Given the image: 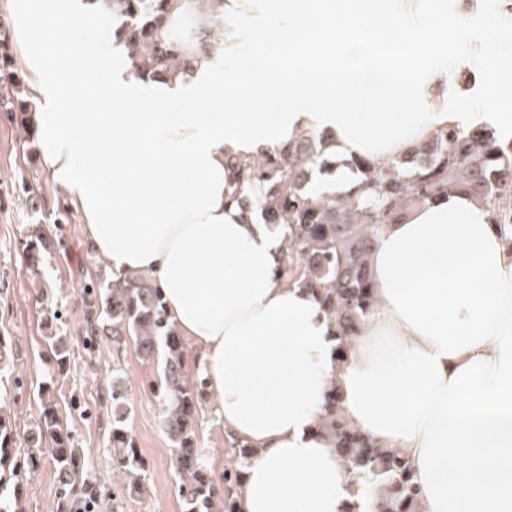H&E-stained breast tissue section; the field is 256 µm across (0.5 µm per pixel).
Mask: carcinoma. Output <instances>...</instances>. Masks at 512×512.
<instances>
[{"label":"carcinoma","mask_w":512,"mask_h":512,"mask_svg":"<svg viewBox=\"0 0 512 512\" xmlns=\"http://www.w3.org/2000/svg\"><path fill=\"white\" fill-rule=\"evenodd\" d=\"M178 2L203 15L220 0H101L100 14L109 21L112 39L125 46L137 76L186 74L193 60L188 44L199 53L212 48L210 27L218 19L179 32L169 24ZM25 85L22 73L14 69L8 42L1 40L0 114L22 131L19 147L29 156L35 151L36 129L30 119L36 108ZM329 143L326 131H306L273 148H259L251 159L231 162L233 198L260 214L264 223L282 225L284 281L311 292L338 328L342 342L374 312L367 247L384 225L405 210L450 193L474 194L489 206L496 223L512 225V142L506 144L492 132L444 128L386 164L348 160L355 185L344 195H317L314 178L331 174L337 164L336 155L325 150ZM87 288V319L102 320L112 334L115 362L109 399L115 416L110 439L127 491L134 495L142 491L146 467L126 425L120 355L131 347L149 359L161 343L166 361L155 394L188 512H240L237 489L255 451L226 432L224 467L217 471L199 447L197 423L206 397L205 380L191 382L185 377L184 342L165 309L157 281L133 272ZM321 427L332 437L358 498L380 497L378 512H418L417 488L405 456L350 428L334 398ZM34 438L48 441L50 460L62 475L57 512H73L84 499L99 493L87 482L71 478L78 456L61 427L54 401L43 403Z\"/></svg>","instance_id":"carcinoma-1"}]
</instances>
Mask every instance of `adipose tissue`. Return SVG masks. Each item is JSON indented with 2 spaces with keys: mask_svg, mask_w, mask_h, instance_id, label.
Returning <instances> with one entry per match:
<instances>
[{
  "mask_svg": "<svg viewBox=\"0 0 512 512\" xmlns=\"http://www.w3.org/2000/svg\"><path fill=\"white\" fill-rule=\"evenodd\" d=\"M4 2L39 153L90 248L113 277L157 280L215 418L256 450L241 512H350L349 476L318 429L333 396L407 456L420 512H512V229L467 194L384 225L367 255L375 314L343 344L283 281L282 234L236 206L226 164L306 130L378 161L446 127L512 139L497 16L448 0H224L214 56L151 81L123 45L85 36L97 0ZM475 28L500 79L478 99L449 95L448 42ZM243 54L250 66L235 65Z\"/></svg>",
  "mask_w": 512,
  "mask_h": 512,
  "instance_id": "1",
  "label": "adipose tissue"
}]
</instances>
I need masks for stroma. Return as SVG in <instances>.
Instances as JSON below:
<instances>
[{"instance_id":"35a3bbf8","label":"stroma","mask_w":512,"mask_h":512,"mask_svg":"<svg viewBox=\"0 0 512 512\" xmlns=\"http://www.w3.org/2000/svg\"><path fill=\"white\" fill-rule=\"evenodd\" d=\"M18 145L17 127L0 120V344L12 352L0 363V415L14 433L10 456L28 459L27 436L41 414L39 392L47 385L80 459V478L104 492L93 512H186L153 393L162 359L146 362L131 351L123 362L128 423L148 463L144 492L128 494L115 468L109 441L112 406L103 396L112 379V336L104 330L86 340L82 306L85 285L111 278L112 271L89 247L79 214H72L69 223H55L53 210L62 191L43 160L27 159ZM24 174L39 183L41 199L18 196L17 180ZM38 228L52 238V250L35 247ZM52 334L69 349L61 373L48 343ZM58 488V474L43 458L26 480L0 481V502L9 512H55Z\"/></svg>"}]
</instances>
